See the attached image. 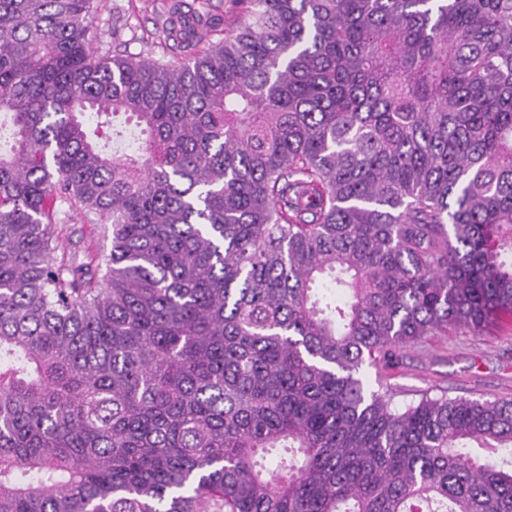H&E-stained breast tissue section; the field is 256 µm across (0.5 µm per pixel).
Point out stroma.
I'll return each instance as SVG.
<instances>
[{"mask_svg":"<svg viewBox=\"0 0 512 512\" xmlns=\"http://www.w3.org/2000/svg\"><path fill=\"white\" fill-rule=\"evenodd\" d=\"M172 0H95L97 55L135 54L164 62L176 60L178 50L165 41L160 24ZM72 235L66 249L109 252L112 228L88 223L70 213ZM395 383L404 400L414 391L434 388L449 396L468 398L512 397V335L491 330L483 336H451L433 346H415L405 352L404 364Z\"/></svg>","mask_w":512,"mask_h":512,"instance_id":"35a3bbf8","label":"stroma"}]
</instances>
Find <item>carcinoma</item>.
<instances>
[{"instance_id": "carcinoma-1", "label": "carcinoma", "mask_w": 512, "mask_h": 512, "mask_svg": "<svg viewBox=\"0 0 512 512\" xmlns=\"http://www.w3.org/2000/svg\"><path fill=\"white\" fill-rule=\"evenodd\" d=\"M232 3L0 0V512H512V400L390 383L512 330V0ZM174 0H95L93 50L100 56L137 54L175 61L173 42L165 41L160 24ZM203 1L201 11L213 24L216 30L212 42L216 43L224 38V34L238 30L246 21L243 13L233 9L229 0H198ZM72 235L64 240L66 249H91L99 253H108L112 246V228L109 224H90L81 215L68 213Z\"/></svg>"}]
</instances>
